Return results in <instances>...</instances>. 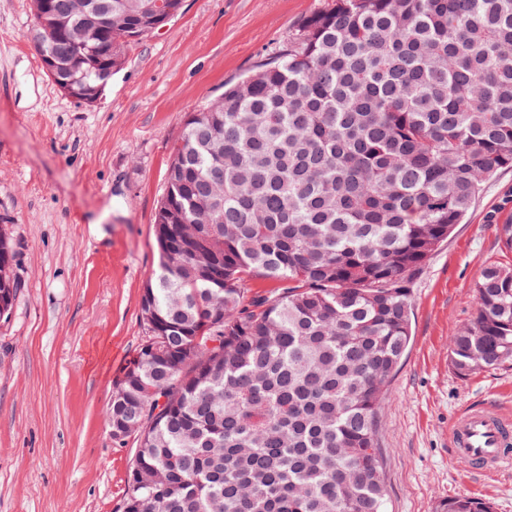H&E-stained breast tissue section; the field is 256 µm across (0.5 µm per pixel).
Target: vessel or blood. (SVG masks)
Returning a JSON list of instances; mask_svg holds the SVG:
<instances>
[{
	"instance_id": "obj_1",
	"label": "vessel or blood",
	"mask_w": 512,
	"mask_h": 512,
	"mask_svg": "<svg viewBox=\"0 0 512 512\" xmlns=\"http://www.w3.org/2000/svg\"><path fill=\"white\" fill-rule=\"evenodd\" d=\"M449 440L453 454L483 475L498 476L512 465V418L492 404L464 407L449 428Z\"/></svg>"
}]
</instances>
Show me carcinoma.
<instances>
[{
    "label": "carcinoma",
    "mask_w": 512,
    "mask_h": 512,
    "mask_svg": "<svg viewBox=\"0 0 512 512\" xmlns=\"http://www.w3.org/2000/svg\"><path fill=\"white\" fill-rule=\"evenodd\" d=\"M33 44L103 81L153 0H49ZM512 169V0H328L278 55L188 115L155 215L148 339L106 424L139 448L124 512H386L377 408L411 341L412 288ZM0 231V290L17 298ZM257 275L279 289L245 301ZM449 339L460 376L512 358V265H486ZM436 512H492L460 496Z\"/></svg>",
    "instance_id": "obj_1"
}]
</instances>
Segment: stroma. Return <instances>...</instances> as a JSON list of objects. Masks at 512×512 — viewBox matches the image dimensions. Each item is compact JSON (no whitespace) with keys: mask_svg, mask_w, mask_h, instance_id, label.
Here are the masks:
<instances>
[{"mask_svg":"<svg viewBox=\"0 0 512 512\" xmlns=\"http://www.w3.org/2000/svg\"><path fill=\"white\" fill-rule=\"evenodd\" d=\"M325 4L185 0L89 106L47 76L26 38L30 0H0V226L21 284L0 319V512H123L138 442H114L104 415L148 336L140 301L172 152L193 108ZM502 224H512V170L486 185L414 283L413 340L378 413L387 512H435L457 496L512 512V469L474 474L448 443L466 404L512 416V360L466 377L448 364L482 267L512 264Z\"/></svg>","mask_w":512,"mask_h":512,"instance_id":"stroma-1","label":"stroma"}]
</instances>
